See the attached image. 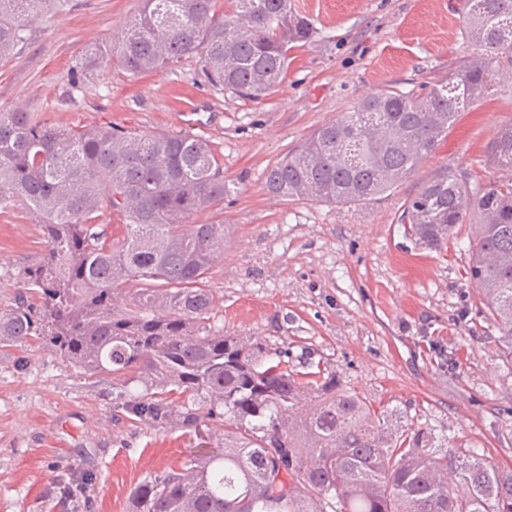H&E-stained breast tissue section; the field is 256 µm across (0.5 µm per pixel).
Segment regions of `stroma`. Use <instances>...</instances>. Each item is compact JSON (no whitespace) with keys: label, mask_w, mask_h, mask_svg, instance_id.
I'll return each instance as SVG.
<instances>
[{"label":"stroma","mask_w":512,"mask_h":512,"mask_svg":"<svg viewBox=\"0 0 512 512\" xmlns=\"http://www.w3.org/2000/svg\"><path fill=\"white\" fill-rule=\"evenodd\" d=\"M314 41L261 102L213 87L199 57L133 79L110 64L81 72L83 50L111 40L140 0H62L0 60V109L69 128L191 134L224 167V258L210 273L225 332L286 351L289 371L324 367L345 389L429 423L449 448L512 472V362L468 273L472 224L440 249L406 236L407 200L449 168L489 184L505 176L487 149L512 122V62L460 113L437 148L383 196L336 205L281 198L265 173L318 128L383 89L424 95L475 51L465 0H294ZM46 242L22 202L0 203V311ZM111 375H87L45 339L0 346V512H128L148 477L183 467L211 430L155 427L121 412ZM94 482L82 485L84 474Z\"/></svg>","instance_id":"35a3bbf8"}]
</instances>
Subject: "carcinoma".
Returning <instances> with one entry per match:
<instances>
[{"mask_svg":"<svg viewBox=\"0 0 512 512\" xmlns=\"http://www.w3.org/2000/svg\"><path fill=\"white\" fill-rule=\"evenodd\" d=\"M61 0H0V57ZM142 0L112 42L85 50L81 69L115 62L140 77L198 56L215 87L259 102L285 80L291 52L316 34L292 0ZM476 54L423 97L372 95L267 169L279 197L356 204L390 191L431 154L459 113L488 92L512 54V0H466ZM509 176L489 185L444 170L404 204V233L432 248L476 223L469 267L512 361V123L490 144ZM211 144L132 128H61L0 111V203L20 199L47 243L0 344L47 336L84 372L140 390L122 410L156 427L222 426L224 447L199 448L179 472L149 477L129 512H512V474L466 449L446 450L426 424L350 392L336 371H288L281 352L216 324L209 274L224 224L190 218L224 204ZM122 221L109 233L94 213Z\"/></svg>","mask_w":512,"mask_h":512,"instance_id":"1","label":"carcinoma"}]
</instances>
